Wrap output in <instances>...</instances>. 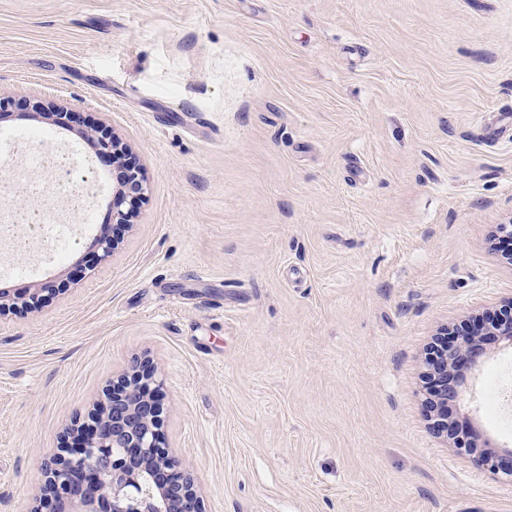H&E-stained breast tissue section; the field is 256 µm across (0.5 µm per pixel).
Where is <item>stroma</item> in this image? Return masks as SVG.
<instances>
[{"label":"stroma","instance_id":"1","mask_svg":"<svg viewBox=\"0 0 512 512\" xmlns=\"http://www.w3.org/2000/svg\"><path fill=\"white\" fill-rule=\"evenodd\" d=\"M115 133L148 193L110 258L112 165L35 103ZM512 0H0L8 168L71 240L0 289V512L112 379L149 361L205 512H512V482L428 428L424 358L512 298ZM69 154L90 178L66 214ZM450 408L512 446V349ZM2 290H0V315L6 311H19L20 309L28 311L35 309L41 301L40 292L43 291L44 288H35L34 291L28 295V298L21 301L15 297L11 298L10 295L7 294V290Z\"/></svg>","mask_w":512,"mask_h":512}]
</instances>
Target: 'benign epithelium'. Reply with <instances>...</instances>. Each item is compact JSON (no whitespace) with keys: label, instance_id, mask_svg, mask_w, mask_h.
I'll return each mask as SVG.
<instances>
[{"label":"benign epithelium","instance_id":"benign-epithelium-1","mask_svg":"<svg viewBox=\"0 0 512 512\" xmlns=\"http://www.w3.org/2000/svg\"><path fill=\"white\" fill-rule=\"evenodd\" d=\"M82 136L98 157L112 163L113 223L132 225L136 213L125 205L145 199L147 181L128 162V145L99 129H87ZM40 292L36 288L20 301L0 290V314L36 308ZM487 336L512 346V299L466 330L456 334L445 328L432 341L424 359L430 384L425 399L429 430L472 456L477 466L512 479L511 448L479 447L448 416V406L462 393L464 373L477 366L483 354L479 346ZM159 388L147 362L112 380L89 421H76L64 433L63 454L43 462L35 512H204L193 476L165 446Z\"/></svg>","mask_w":512,"mask_h":512}]
</instances>
